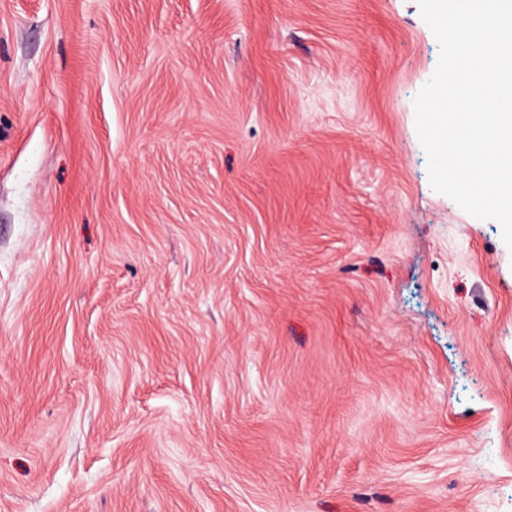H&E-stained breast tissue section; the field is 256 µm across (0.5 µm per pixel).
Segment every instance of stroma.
<instances>
[{
	"instance_id": "35a3bbf8",
	"label": "stroma",
	"mask_w": 512,
	"mask_h": 512,
	"mask_svg": "<svg viewBox=\"0 0 512 512\" xmlns=\"http://www.w3.org/2000/svg\"><path fill=\"white\" fill-rule=\"evenodd\" d=\"M438 58L417 0H0V512H512Z\"/></svg>"
}]
</instances>
